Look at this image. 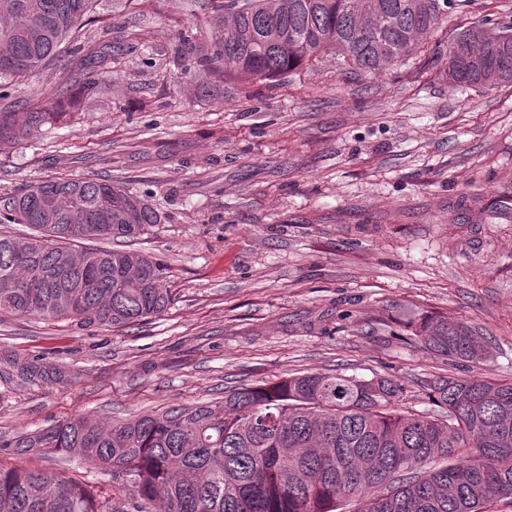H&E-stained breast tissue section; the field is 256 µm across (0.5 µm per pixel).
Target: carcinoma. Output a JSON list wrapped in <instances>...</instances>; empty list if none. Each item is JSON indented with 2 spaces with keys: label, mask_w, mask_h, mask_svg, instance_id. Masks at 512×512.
Listing matches in <instances>:
<instances>
[{
  "label": "carcinoma",
  "mask_w": 512,
  "mask_h": 512,
  "mask_svg": "<svg viewBox=\"0 0 512 512\" xmlns=\"http://www.w3.org/2000/svg\"><path fill=\"white\" fill-rule=\"evenodd\" d=\"M101 0H0V92L58 59ZM224 18L211 46L187 55L222 64V76H285L331 52L347 70L375 72L426 44L451 0H205ZM452 87L512 83V26L464 28L448 45ZM92 66L81 94L98 93ZM42 97L18 122L0 108V142L16 143L69 113ZM458 206L469 224L486 208ZM164 216L110 179H66L0 195V315L68 318L122 328L171 304L163 265L104 240L139 239ZM90 243L79 251L71 243ZM417 343L451 361L478 363L486 341L446 316L409 313ZM445 418L398 406L387 377L303 374L244 385L223 399L103 424L77 418L3 439L0 452L60 454L108 473L97 489L22 465L0 466V512H489L512 505V381L434 375Z\"/></svg>",
  "instance_id": "carcinoma-1"
}]
</instances>
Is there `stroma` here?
<instances>
[{"instance_id": "stroma-1", "label": "stroma", "mask_w": 512, "mask_h": 512, "mask_svg": "<svg viewBox=\"0 0 512 512\" xmlns=\"http://www.w3.org/2000/svg\"><path fill=\"white\" fill-rule=\"evenodd\" d=\"M98 11L85 39L125 53L69 121L0 144V193L127 182L166 217L132 247L163 264L173 303L130 328L1 316L0 437L295 373L391 376L417 412L430 408V375L512 380V85L449 88L437 54L474 23L512 24V0H453L424 48L377 74L326 56L247 80L185 72L183 41L224 32L212 10L101 0ZM76 61L29 74L9 104L76 91ZM464 196L500 206L465 224ZM410 310L468 324L488 358L424 349L403 325Z\"/></svg>"}]
</instances>
